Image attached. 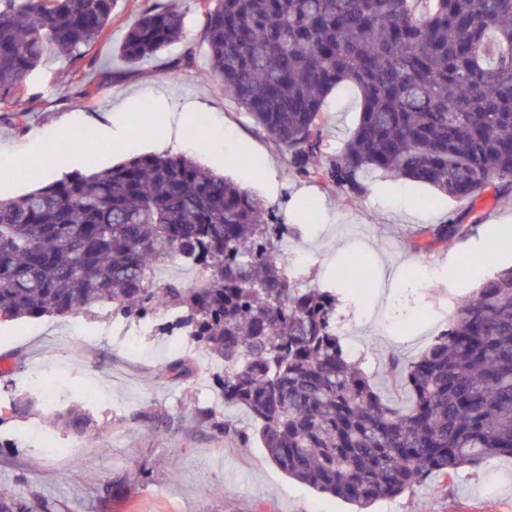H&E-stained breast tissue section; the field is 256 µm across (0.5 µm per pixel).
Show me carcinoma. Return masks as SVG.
<instances>
[{"label": "carcinoma", "instance_id": "obj_1", "mask_svg": "<svg viewBox=\"0 0 512 512\" xmlns=\"http://www.w3.org/2000/svg\"><path fill=\"white\" fill-rule=\"evenodd\" d=\"M118 0H0V102L25 90L48 50L79 60ZM210 71L289 153L292 169L353 194L390 175L473 202L512 192V0H199ZM186 39L175 10L146 12L120 58L134 67ZM341 86L361 99L356 126L327 151L324 107ZM87 172L0 200V322L67 317L106 304L136 320L154 306L224 368V405L243 409L288 477L366 512L430 475L512 458V268L462 303L421 355L387 371L410 393L390 409L350 361L336 292L306 288L282 263L263 202L185 155L156 152L96 169L97 144L74 138ZM473 225L430 229L453 244ZM174 259L208 275L185 287L153 267ZM345 287L370 284L349 261ZM29 391L11 401L25 415ZM218 433L249 432L212 409ZM51 423L84 436L71 405ZM0 512H32L0 494Z\"/></svg>", "mask_w": 512, "mask_h": 512}]
</instances>
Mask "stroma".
Instances as JSON below:
<instances>
[{
	"label": "stroma",
	"mask_w": 512,
	"mask_h": 512,
	"mask_svg": "<svg viewBox=\"0 0 512 512\" xmlns=\"http://www.w3.org/2000/svg\"><path fill=\"white\" fill-rule=\"evenodd\" d=\"M175 9L184 17L187 42L173 44L130 67L117 48L131 24L146 11ZM199 0H119L107 33L77 62L47 51L26 80L23 94L0 103V162L39 165L45 152H69L66 166L47 169L48 181L81 170L69 142L56 131L71 122L72 133L97 137L96 122L122 135L129 101L149 99L157 112H177L193 101L209 117V134L240 140L249 148L238 161L206 153L184 141L180 153L226 175L255 193L284 225L289 256L306 260L305 286L335 290L336 323L348 330L345 348L371 376L394 409L407 392L390 381V358L409 363L444 329L462 298L512 263V248L493 260L486 227L512 225V194L484 191L473 203L442 199L431 209L419 201L425 186L376 175L363 194L353 195L323 180L295 173L286 151L260 130L209 73L202 42ZM191 64H183L186 47ZM360 112L356 89L330 96L324 136L336 149ZM461 221L473 232L454 244L430 243L427 231ZM363 261L370 290L349 293L336 279L347 258ZM72 319L21 318L0 323V493L40 503V512H350L349 504L288 478L267 458L260 443L246 444L214 431L195 407L218 406L237 426L246 413L225 405L206 353L189 358L190 372H170L180 354L170 329L160 325L137 356L113 350L104 338L83 340ZM55 376L67 390L56 404L40 403L30 414L10 413L12 398L29 377ZM77 405L93 417L90 443L72 456L46 453L26 436L30 426L49 429L52 407ZM374 512H512V459L494 458L452 476H431L401 495L377 501Z\"/></svg>",
	"instance_id": "stroma-1"
}]
</instances>
